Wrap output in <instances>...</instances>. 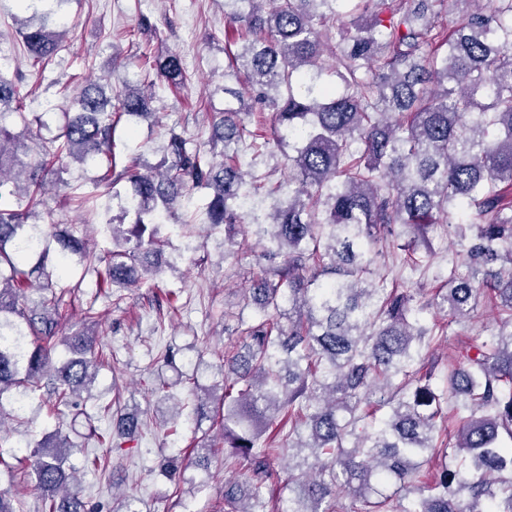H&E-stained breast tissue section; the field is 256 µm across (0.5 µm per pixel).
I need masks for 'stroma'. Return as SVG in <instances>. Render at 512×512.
Wrapping results in <instances>:
<instances>
[{
    "instance_id": "obj_1",
    "label": "stroma",
    "mask_w": 512,
    "mask_h": 512,
    "mask_svg": "<svg viewBox=\"0 0 512 512\" xmlns=\"http://www.w3.org/2000/svg\"><path fill=\"white\" fill-rule=\"evenodd\" d=\"M43 6L21 8L18 0H0V50L8 53L18 69L19 97L27 111L43 112L47 104L61 102L62 88L77 90L86 81L121 86L138 83L140 55L156 57L169 51L180 54L189 75L187 87L176 89L156 83L152 89L153 116L122 118L115 133L118 163L137 156L156 163L165 127L177 125L194 141L207 142L213 113L224 109V0H66L61 13L67 31L62 47L45 71H38L19 49L18 25L42 12ZM89 174L69 163L63 174L48 173L45 206L55 223L74 224L88 248L100 253L110 241L100 228L110 198H99L92 210L65 199L66 185L91 191ZM207 192L193 191L179 208V215L194 217L196 230L188 237L172 234L171 268L154 287L122 290L119 305L96 295V279L82 267L68 268L62 283L69 293L62 333L82 328L83 311L94 306L98 318L92 330L97 343L119 362L118 370L101 367L93 393L100 401H118L121 408L138 411L143 427L136 440L122 452L112 453L108 473L84 466L86 454L94 452L93 430L112 426L108 418H88L65 410L63 420L71 425L75 444L68 463L76 477L80 496L100 505L102 512H115L117 495H131L140 512H212L224 494V482L238 478L240 466L216 458L209 471L187 468L185 479L172 483L158 470L165 455L177 453L190 461L196 447L216 443L215 432L198 431L195 419L179 417L168 434L162 415L167 404L158 400L153 386L157 374L171 381V395L183 401L186 384L178 383L173 370H159L156 358L166 348L179 350L181 362L204 358L211 362L224 349V311L240 305L251 287L253 269L224 262L216 243L220 233L211 231L203 208ZM178 296L174 319L157 324L156 298ZM41 395L27 400L22 416L12 410L0 415V455L6 460L27 456V442L41 438L55 425L41 404Z\"/></svg>"
}]
</instances>
